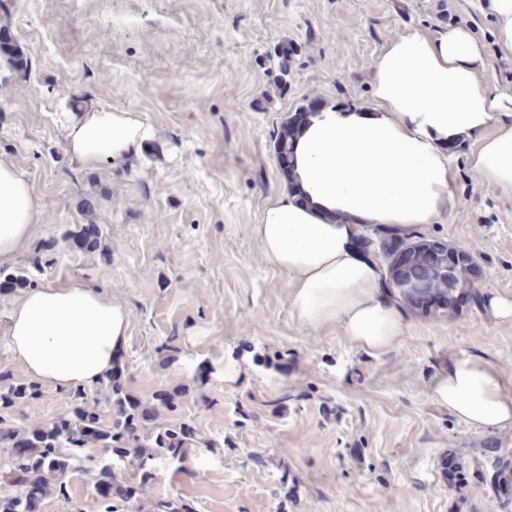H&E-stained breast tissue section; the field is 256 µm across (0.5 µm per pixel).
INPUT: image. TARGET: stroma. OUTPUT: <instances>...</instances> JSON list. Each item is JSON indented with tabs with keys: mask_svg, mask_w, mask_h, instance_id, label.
Listing matches in <instances>:
<instances>
[{
	"mask_svg": "<svg viewBox=\"0 0 512 512\" xmlns=\"http://www.w3.org/2000/svg\"><path fill=\"white\" fill-rule=\"evenodd\" d=\"M484 42L495 93L512 52L488 42L487 0H0V29L27 53L0 56V162L33 188L30 238L0 261V280L33 288L68 280L118 294L129 317L121 385L151 403L179 391L183 463L162 464L141 503L189 501L195 512H504L485 474L512 456V430L470 426L427 397L452 354L512 371V321L483 296L512 298V191L486 188L454 150L448 215L414 229L473 255L471 298L455 314L407 310L401 347L373 356L299 322L288 272L264 263L256 235L267 202L287 193L274 150L302 103L368 105L369 69L389 35L440 29V10ZM106 106L141 113L152 139L89 169L67 152L70 124ZM93 222L90 249L67 237ZM24 291L0 293V373L28 376L9 348V315ZM173 353L165 355L162 344ZM70 404L45 385L5 410L16 425L52 422ZM43 512H98L93 479Z\"/></svg>",
	"mask_w": 512,
	"mask_h": 512,
	"instance_id": "35a3bbf8",
	"label": "stroma"
}]
</instances>
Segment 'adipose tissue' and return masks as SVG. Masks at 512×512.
<instances>
[{
	"label": "adipose tissue",
	"mask_w": 512,
	"mask_h": 512,
	"mask_svg": "<svg viewBox=\"0 0 512 512\" xmlns=\"http://www.w3.org/2000/svg\"><path fill=\"white\" fill-rule=\"evenodd\" d=\"M484 47L465 28L396 31L370 69V107L329 106L308 118L292 169L299 195L273 198L256 234L264 262L288 270L297 319L339 333L356 349L390 354L406 334L382 271L358 244L365 228L406 232L444 218L455 199L450 146L471 138L472 171L512 190V97L478 75ZM151 135L143 115L102 107L71 125L68 152L86 168L126 156ZM37 200L13 165L0 163V259L30 236ZM9 347L41 383L86 389L127 342L128 312L77 281L26 293L12 306ZM429 397L462 423L512 429V372L468 353L449 358Z\"/></svg>",
	"instance_id": "ef3b65f1"
}]
</instances>
